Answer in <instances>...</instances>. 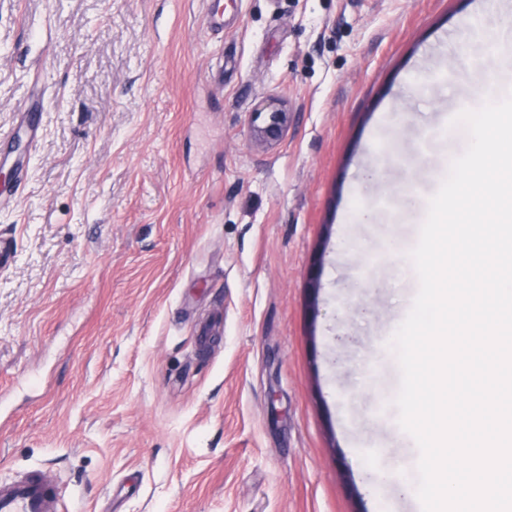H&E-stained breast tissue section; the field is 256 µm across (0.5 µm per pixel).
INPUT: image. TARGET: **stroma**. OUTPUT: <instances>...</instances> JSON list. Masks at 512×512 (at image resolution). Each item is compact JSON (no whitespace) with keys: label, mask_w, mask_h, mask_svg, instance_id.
I'll return each mask as SVG.
<instances>
[{"label":"stroma","mask_w":512,"mask_h":512,"mask_svg":"<svg viewBox=\"0 0 512 512\" xmlns=\"http://www.w3.org/2000/svg\"><path fill=\"white\" fill-rule=\"evenodd\" d=\"M38 76L26 175L0 158V481L47 473L66 512H421L390 342L469 144L445 118L512 84V0H224L220 31L201 0H0V131ZM262 115L261 124L255 125L253 129V138L260 145L277 140L288 124V112L280 104L270 105L267 112H257L255 121Z\"/></svg>","instance_id":"1"}]
</instances>
